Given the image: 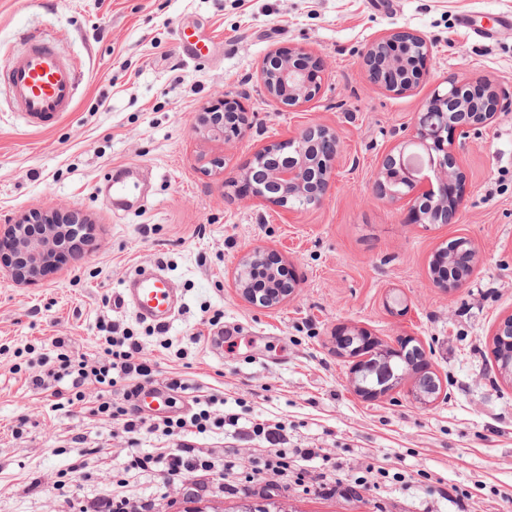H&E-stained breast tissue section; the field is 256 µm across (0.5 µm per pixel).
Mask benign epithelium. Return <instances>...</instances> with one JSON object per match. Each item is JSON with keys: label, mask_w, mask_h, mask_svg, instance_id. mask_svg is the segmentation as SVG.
<instances>
[{"label": "benign epithelium", "mask_w": 512, "mask_h": 512, "mask_svg": "<svg viewBox=\"0 0 512 512\" xmlns=\"http://www.w3.org/2000/svg\"><path fill=\"white\" fill-rule=\"evenodd\" d=\"M432 46L425 36L412 31L386 32L362 53L370 80L390 92L409 91L426 77L424 61ZM260 80L267 95L283 107L308 103L322 89L321 67L303 47L269 52L260 67ZM498 115V94L487 79H451L443 90H435L424 104L411 135L400 142L397 153H388L377 167L372 188L390 203H405L417 213L420 224H456L463 205L465 177L459 155L470 136L492 123ZM248 118L239 109L202 112L200 127L207 138L224 142L244 135ZM341 155V141L331 128L312 124L288 141L258 151L248 170L259 163L267 166L269 189L252 185V197L288 210L320 206L328 194ZM80 224H48L40 238L27 235L25 222L0 225V268L22 272L28 282L55 270L51 253ZM478 258L471 240L460 238L454 249L441 258L444 266L458 269L455 277L442 282L448 289L463 286L467 271ZM266 262L265 251L255 246L238 261L235 281L243 299L264 308L275 307L290 296L293 279L272 284L262 296L251 287V271ZM406 347L381 345L370 351L380 380L385 385L374 396H385L401 381L392 378L389 360L402 356Z\"/></svg>", "instance_id": "1"}]
</instances>
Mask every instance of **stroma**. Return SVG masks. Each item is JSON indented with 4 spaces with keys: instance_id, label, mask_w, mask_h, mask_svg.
<instances>
[{
    "instance_id": "1",
    "label": "stroma",
    "mask_w": 512,
    "mask_h": 512,
    "mask_svg": "<svg viewBox=\"0 0 512 512\" xmlns=\"http://www.w3.org/2000/svg\"><path fill=\"white\" fill-rule=\"evenodd\" d=\"M211 39L210 55L188 59L178 27ZM56 38L81 77L71 112L44 130L23 129L0 83V221L32 211L75 213L94 239L46 279L19 284L0 273V512H60L57 483L74 455L70 439L109 450L80 495H110L125 450L111 422L31 389L40 358L96 359L108 319L139 336L161 377L190 371L202 391L222 393L225 411L284 422L288 454L312 448L246 496L214 480L161 485L131 479V497L154 512H512V382L492 353L512 315V108L461 151L466 206L458 223L413 224L409 209L380 199L372 177L413 128L423 104L450 77H491L512 105V0H0V60L23 31ZM432 44L428 75L394 93L372 84L366 45L391 30ZM302 46L319 56L322 90L285 109L259 78L265 55ZM237 100L252 127L224 143L194 127L208 104ZM336 131L342 152L321 206L287 211L234 195L226 186L253 154L307 125ZM219 156L221 169L209 160ZM136 163L151 175L147 197L116 210L113 168ZM465 237L480 254L463 288L432 282L436 251ZM263 246L299 280L278 307L244 301L236 264ZM164 269L182 306L163 332L112 297L139 267ZM222 314L224 354L206 341ZM398 347L414 337L445 395L423 405L399 390L366 400L351 384L354 358L336 352L340 327ZM29 424L13 437L18 416ZM250 471L270 448L222 431L196 435ZM357 493L324 495L315 482L357 479Z\"/></svg>"
}]
</instances>
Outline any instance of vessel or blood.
Returning <instances> with one entry per match:
<instances>
[{"instance_id": "obj_1", "label": "vessel or blood", "mask_w": 512, "mask_h": 512, "mask_svg": "<svg viewBox=\"0 0 512 512\" xmlns=\"http://www.w3.org/2000/svg\"><path fill=\"white\" fill-rule=\"evenodd\" d=\"M24 41L23 52L0 61V74L6 77L12 104L27 125L43 127L71 111L79 75L42 34L28 33ZM124 170L123 176L112 181V199H124L137 188L135 165H125ZM177 306L168 277L157 269L127 277L112 298L114 310H130L142 320L161 325L171 320Z\"/></svg>"}]
</instances>
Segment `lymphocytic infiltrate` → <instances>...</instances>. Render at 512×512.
<instances>
[{
	"label": "lymphocytic infiltrate",
	"mask_w": 512,
	"mask_h": 512,
	"mask_svg": "<svg viewBox=\"0 0 512 512\" xmlns=\"http://www.w3.org/2000/svg\"><path fill=\"white\" fill-rule=\"evenodd\" d=\"M102 355L95 361L74 359L58 355L56 360L42 359L40 374L31 379L34 389L46 392L53 383L69 380L73 394L68 405H78L90 416H105L119 426L121 438L130 450L120 469L111 496L88 504L78 502V512H153L154 505L145 500L130 501L124 489L130 477L145 473H159L165 483H177L190 476L207 477L216 471H230L232 463L205 454L189 444L188 437L214 429L232 428L234 435L249 438L261 436L271 445V452L260 460L245 477L235 479L232 491L249 493L256 489L264 474H285L291 461L282 445L285 441L281 424L242 423L240 415L223 411L224 400L216 394H199L197 386L185 376L168 379L169 390L190 395L195 406L184 416L147 418L140 412L137 398L149 385L157 372L155 364L142 357V344L137 336L115 324H99ZM97 388L94 399H87V387ZM121 387V401H112L105 394L106 388ZM153 437L151 452H140L139 446L146 437Z\"/></svg>",
	"instance_id": "f902f5d3"
}]
</instances>
